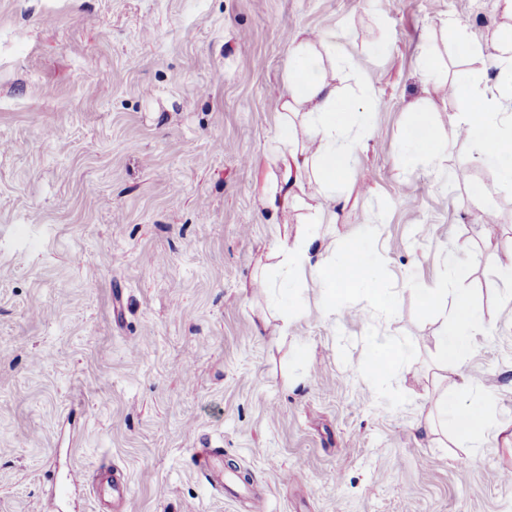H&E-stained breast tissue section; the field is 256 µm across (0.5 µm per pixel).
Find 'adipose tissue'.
<instances>
[{"label":"adipose tissue","mask_w":512,"mask_h":512,"mask_svg":"<svg viewBox=\"0 0 512 512\" xmlns=\"http://www.w3.org/2000/svg\"><path fill=\"white\" fill-rule=\"evenodd\" d=\"M496 51L494 87H487L475 71L456 76L453 82L456 111L452 126L455 132L465 133L485 163L512 154V119L502 118L512 108V26L498 34ZM352 64L345 46L332 33L318 35L313 41L300 40L291 48L287 91L281 105L283 118L271 150L277 172L268 187L270 202H294L307 179L313 180L328 199H335L336 188L357 155L358 145L348 137V127L355 120L366 122L367 115L356 99L337 91L328 78V69ZM409 112L400 143L401 158L408 163L435 160L445 145L436 135L429 111L414 103ZM314 241V234H306L280 256L292 274L307 273L314 281L329 282L323 293L325 312H335L342 293L354 289L363 290L375 306L392 309L393 298L380 288L377 268L364 244L352 245L345 256L326 264L313 261L310 252ZM417 294L426 311L450 307L451 325L436 340L437 355L444 367L462 363L478 326L468 294L449 295L443 279L418 289ZM434 408L439 425L451 428L457 443L469 448L481 446L494 416L491 394L486 390L467 402L439 393Z\"/></svg>","instance_id":"adipose-tissue-1"}]
</instances>
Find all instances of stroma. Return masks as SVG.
Wrapping results in <instances>:
<instances>
[{
	"label": "stroma",
	"mask_w": 512,
	"mask_h": 512,
	"mask_svg": "<svg viewBox=\"0 0 512 512\" xmlns=\"http://www.w3.org/2000/svg\"><path fill=\"white\" fill-rule=\"evenodd\" d=\"M451 19L495 52L499 0H0V512H41L46 483H88L66 512H99L89 484L129 477L126 512H247L209 487L194 452L220 448L265 512H512V193L449 123L448 82L473 69ZM345 34L369 127L341 202L315 184L288 209L262 203L289 50ZM440 68L425 88L421 60ZM446 148L398 157L411 103ZM498 200L499 222L449 173ZM316 230L315 259L365 242L395 312L360 291L339 314L304 276L282 325L256 281L286 284L271 253ZM458 257L444 263L446 252ZM444 279L480 324L470 356L439 366L443 316L416 291ZM413 360L374 388L376 344ZM493 393L480 449L434 422L448 391Z\"/></svg>",
	"instance_id": "35a3bbf8"
}]
</instances>
